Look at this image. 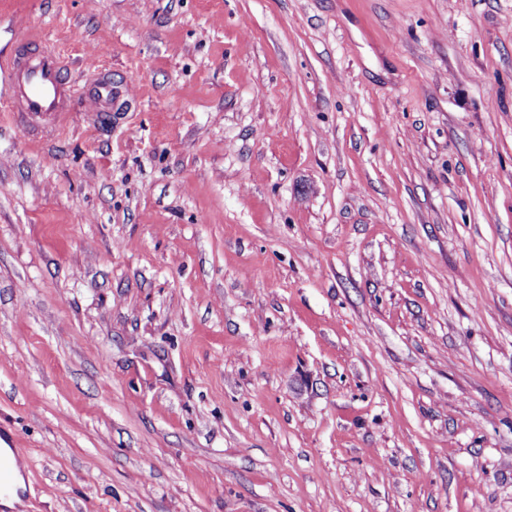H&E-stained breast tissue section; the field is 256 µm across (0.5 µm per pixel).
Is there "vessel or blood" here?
I'll return each mask as SVG.
<instances>
[{"label": "vessel or blood", "mask_w": 512, "mask_h": 512, "mask_svg": "<svg viewBox=\"0 0 512 512\" xmlns=\"http://www.w3.org/2000/svg\"><path fill=\"white\" fill-rule=\"evenodd\" d=\"M65 68L60 51L37 43L0 59V70L7 73L12 90L8 113L25 134L50 136L66 123L74 102L83 97L101 105L100 111L87 114V122L102 133L111 129L112 104L122 88L104 76L84 85L71 82L64 77Z\"/></svg>", "instance_id": "b4317fda"}]
</instances>
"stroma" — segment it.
Instances as JSON below:
<instances>
[{
    "label": "stroma",
    "mask_w": 512,
    "mask_h": 512,
    "mask_svg": "<svg viewBox=\"0 0 512 512\" xmlns=\"http://www.w3.org/2000/svg\"><path fill=\"white\" fill-rule=\"evenodd\" d=\"M128 95L0 114V512H512V0H0ZM3 452L7 453L13 460L15 469V482L13 480V474L9 461L6 458L0 456V495L4 492H7L14 483L12 494L3 500L4 507L13 509L15 508L16 504H21V501L17 495V488L23 487V480L20 474L19 464L10 448H3Z\"/></svg>",
    "instance_id": "35a3bbf8"
}]
</instances>
